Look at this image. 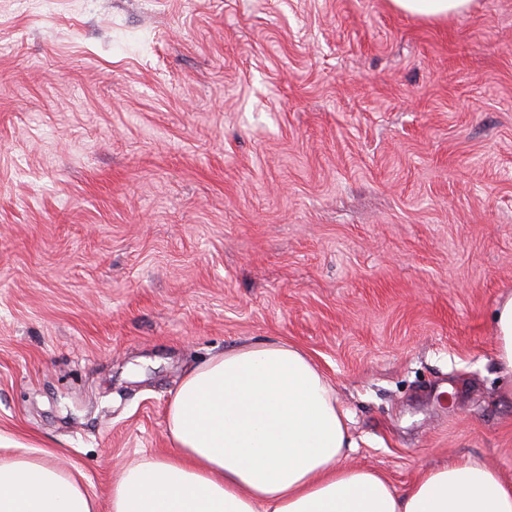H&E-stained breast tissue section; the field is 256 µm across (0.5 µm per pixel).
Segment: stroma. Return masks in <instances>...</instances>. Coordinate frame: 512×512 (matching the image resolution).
Instances as JSON below:
<instances>
[{"label": "stroma", "instance_id": "obj_1", "mask_svg": "<svg viewBox=\"0 0 512 512\" xmlns=\"http://www.w3.org/2000/svg\"><path fill=\"white\" fill-rule=\"evenodd\" d=\"M512 0H0V458L109 512L185 374L332 382L347 463L512 479ZM472 0H391L393 6L405 13L425 18H441L467 10ZM493 337L499 366L512 374V294L497 302L493 315Z\"/></svg>", "mask_w": 512, "mask_h": 512}]
</instances>
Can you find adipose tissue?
Segmentation results:
<instances>
[{
    "mask_svg": "<svg viewBox=\"0 0 512 512\" xmlns=\"http://www.w3.org/2000/svg\"><path fill=\"white\" fill-rule=\"evenodd\" d=\"M496 358L512 373V294L493 315ZM349 416L313 360L287 342L225 351L172 398L174 450L122 470L110 512H512V483L466 459L396 489L352 467ZM0 512H97L57 467L0 460Z\"/></svg>",
    "mask_w": 512,
    "mask_h": 512,
    "instance_id": "obj_1",
    "label": "adipose tissue"
}]
</instances>
